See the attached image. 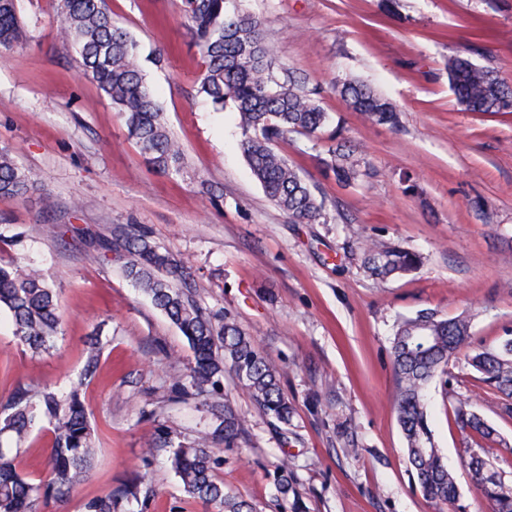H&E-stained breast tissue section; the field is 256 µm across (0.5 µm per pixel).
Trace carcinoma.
Returning <instances> with one entry per match:
<instances>
[{"instance_id":"1","label":"carcinoma","mask_w":512,"mask_h":512,"mask_svg":"<svg viewBox=\"0 0 512 512\" xmlns=\"http://www.w3.org/2000/svg\"><path fill=\"white\" fill-rule=\"evenodd\" d=\"M56 7L62 38L71 44L85 74L122 112L141 153L156 170L182 175L186 169L182 146L171 134L163 107L137 65V43L112 23L107 0H56ZM182 10L202 56L197 93L214 110L229 107L237 114L241 152L272 203L294 222H319L323 203L278 150L288 136H315L327 124L328 113L316 92L291 77L282 82L275 78L262 21L234 0H182ZM24 36L19 0H0V50L14 48ZM448 81L467 112H512V88L493 69L464 54L449 58ZM337 93L375 123L394 126L398 122L392 107L362 82H344ZM329 156L325 165L340 182L351 183L366 174L360 162L339 146L330 149ZM38 185L36 175L0 147V196H24ZM359 249L363 271L375 279L407 274L421 262L416 253L388 241L362 243ZM110 253L122 259L125 276L187 339L194 357L186 373L172 378L156 408L143 411V417L155 425L147 441L148 456L165 454L184 492L216 512H254L247 501L225 491L217 477L224 458L215 449L237 444L245 433L241 415L224 398V374L233 375L259 413L286 427L293 408L281 388V369L224 308L208 309L198 303L180 263L148 231L115 226L112 239L99 242L95 258L104 261ZM0 308L10 312L16 336L31 350L48 349L60 331L56 289L21 261L0 263ZM468 336L466 316L447 319L426 313L399 323L392 340L394 405L409 463L423 496L439 506H451L454 512L464 510L458 505L456 481L429 428L424 396L435 377L449 374L454 354L448 352V341ZM471 365L497 393L500 414L512 417V338L495 348L478 350ZM190 403L207 412L209 423L192 441L177 442L178 433L166 425L168 410ZM453 417L462 430L483 439L495 434L465 405L457 406ZM37 427L51 434L49 469L35 482L19 470L16 457L0 451V512H37L43 500H64L92 469L95 429L78 388L60 395L50 388L19 386L0 404V433L9 432L23 444ZM275 481L282 498L298 502L288 465L278 467ZM482 494L494 512H512V482L490 483ZM139 496L140 481L135 480L88 500L84 512H124L125 504Z\"/></svg>"}]
</instances>
